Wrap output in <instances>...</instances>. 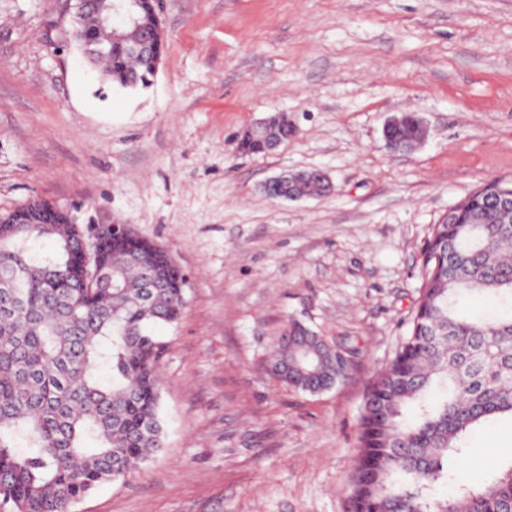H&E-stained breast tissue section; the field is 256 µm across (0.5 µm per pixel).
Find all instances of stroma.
I'll list each match as a JSON object with an SVG mask.
<instances>
[{
	"label": "stroma",
	"instance_id": "35a3bbf8",
	"mask_svg": "<svg viewBox=\"0 0 512 512\" xmlns=\"http://www.w3.org/2000/svg\"><path fill=\"white\" fill-rule=\"evenodd\" d=\"M69 0H0V213L34 200L85 231L125 224L188 277L157 327L167 443L74 512H346L370 383L407 335L432 224L477 187L512 185V0H162L151 87L100 81ZM285 113L294 134L245 155ZM425 140L391 151L384 123ZM318 169L330 195L268 197ZM353 364L317 394L272 371L288 316ZM435 497L482 481L512 423L474 437ZM399 122L396 125L388 127L395 118L390 119L384 127L387 137L392 140L396 147V151L410 150L419 142L424 135V127L421 124V118L417 113L408 112L398 116ZM388 127V128H387ZM387 145L395 150L393 143L384 136Z\"/></svg>",
	"mask_w": 512,
	"mask_h": 512
}]
</instances>
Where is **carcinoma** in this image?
Wrapping results in <instances>:
<instances>
[{
    "instance_id": "cac0c4a2",
    "label": "carcinoma",
    "mask_w": 512,
    "mask_h": 512,
    "mask_svg": "<svg viewBox=\"0 0 512 512\" xmlns=\"http://www.w3.org/2000/svg\"><path fill=\"white\" fill-rule=\"evenodd\" d=\"M110 82L146 89L152 67L112 45ZM385 134L407 151L424 135L413 112ZM287 121L264 135L244 131L239 148L265 154L288 140ZM296 190H325L318 171L288 174ZM482 186L433 225L423 254L421 296L394 358L363 405L358 455L348 479L349 512H512V461L487 463L479 485L431 495L448 467L466 461L473 434L512 420V212L486 209ZM20 210L39 224H0V512H74L99 486L164 448L160 361L153 333L175 324L188 280L168 252L132 232L112 238L96 288H82L71 257L83 231L44 201ZM46 238L54 251L33 252ZM495 301L473 314L468 297ZM304 322L290 317L276 342L286 382L303 392L329 388L351 364Z\"/></svg>"
}]
</instances>
